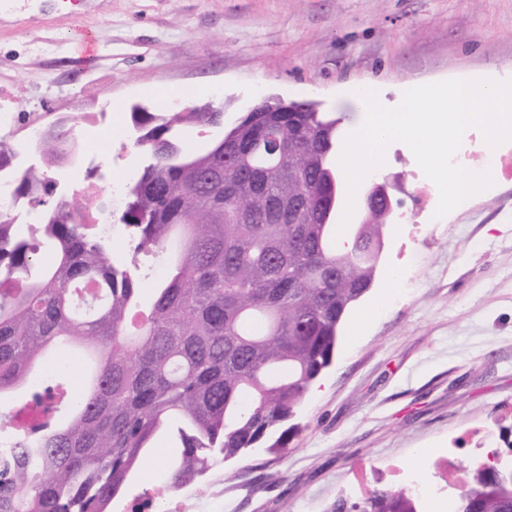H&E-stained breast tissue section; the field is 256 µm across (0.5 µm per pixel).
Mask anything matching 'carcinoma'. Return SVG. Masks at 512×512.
Segmentation results:
<instances>
[{"mask_svg": "<svg viewBox=\"0 0 512 512\" xmlns=\"http://www.w3.org/2000/svg\"><path fill=\"white\" fill-rule=\"evenodd\" d=\"M220 111L135 112L132 147L148 163L126 186L124 224L135 252L164 256L146 319L136 327L138 283L150 273L119 264L79 210L56 211L22 237L0 214V392L50 366V345L77 343L98 354L95 376L80 397L65 392V371L0 413V512H112L139 476L141 460L162 430L181 448L171 484L199 482L210 462L269 443L286 448L279 428L333 360L344 318L369 291L377 269L379 224H367L347 248L324 224L327 170L313 131L336 141L340 119L313 101L265 99L224 131L228 154L212 150L174 159L186 124L211 126ZM293 150L269 147L293 132ZM45 145L42 165L20 175V190L48 192L61 143ZM305 195L303 223L272 224L268 206ZM247 209L236 222L229 212ZM51 245L56 260L37 254ZM93 282L102 296L83 304L76 287ZM40 411L25 433L15 411ZM497 466L472 464L458 512H512V496L494 488ZM419 512L418 497L379 486L359 504L340 499L331 512Z\"/></svg>", "mask_w": 512, "mask_h": 512, "instance_id": "carcinoma-1", "label": "carcinoma"}]
</instances>
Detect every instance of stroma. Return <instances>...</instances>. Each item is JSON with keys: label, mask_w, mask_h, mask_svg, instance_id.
<instances>
[{"label": "stroma", "mask_w": 512, "mask_h": 512, "mask_svg": "<svg viewBox=\"0 0 512 512\" xmlns=\"http://www.w3.org/2000/svg\"><path fill=\"white\" fill-rule=\"evenodd\" d=\"M61 0L0 14V89L19 123L62 114L117 119L112 151L140 168L132 108L166 112L212 103L232 127L258 101L312 100L361 120L345 95L370 85L386 105L433 80L487 70L512 77V0ZM94 39V67L73 51ZM402 143L381 174L404 190L372 288L344 319L321 393L307 395L288 450H250L180 488L185 512H329L338 497L423 472L455 491L484 432L512 430V180L495 178L465 207L435 218ZM400 289L387 294L391 273ZM452 449V467L436 465ZM177 450L158 437L139 485L112 512H167L152 495Z\"/></svg>", "instance_id": "1"}]
</instances>
